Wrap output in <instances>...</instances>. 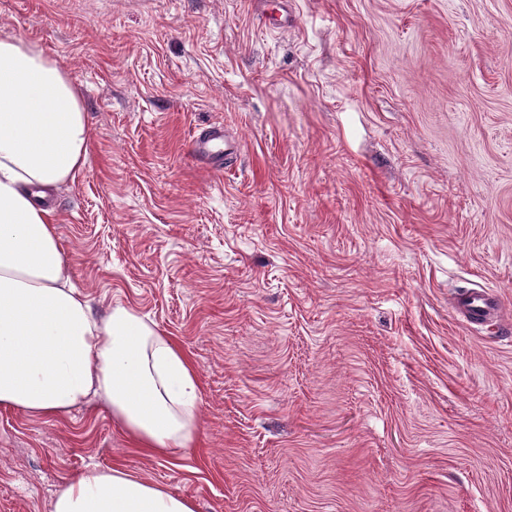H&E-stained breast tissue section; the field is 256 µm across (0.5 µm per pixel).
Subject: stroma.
<instances>
[{
  "label": "stroma",
  "mask_w": 512,
  "mask_h": 512,
  "mask_svg": "<svg viewBox=\"0 0 512 512\" xmlns=\"http://www.w3.org/2000/svg\"><path fill=\"white\" fill-rule=\"evenodd\" d=\"M0 0L82 87L55 194L73 284L189 354L195 447L136 449L103 406L0 409V512L86 465L197 512H512V0ZM241 142L216 169L204 127ZM275 2V7L270 9L268 1L261 0L258 4V16L265 26L281 29L288 26V0ZM455 308L470 323L482 324L495 318L499 327L500 303L485 291L471 289L457 296Z\"/></svg>",
  "instance_id": "obj_1"
}]
</instances>
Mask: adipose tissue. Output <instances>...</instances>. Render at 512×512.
Returning <instances> with one entry per match:
<instances>
[{"label": "adipose tissue", "mask_w": 512, "mask_h": 512, "mask_svg": "<svg viewBox=\"0 0 512 512\" xmlns=\"http://www.w3.org/2000/svg\"><path fill=\"white\" fill-rule=\"evenodd\" d=\"M80 88L38 41L0 32V408L62 418L105 405L139 449L176 459L200 430L188 354L131 306L106 314L71 284L42 190L74 182L87 158ZM52 512H196L192 500L120 465L90 464Z\"/></svg>", "instance_id": "adipose-tissue-1"}]
</instances>
